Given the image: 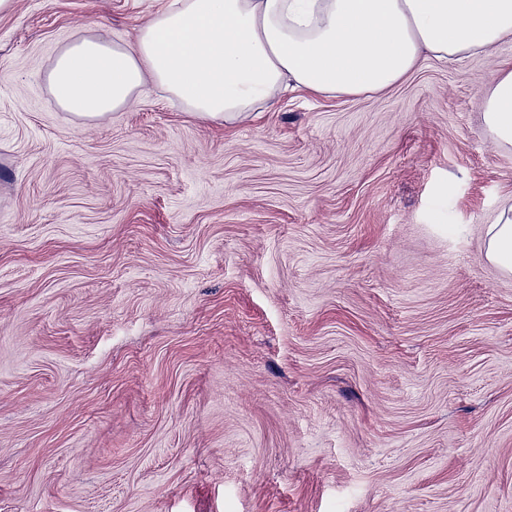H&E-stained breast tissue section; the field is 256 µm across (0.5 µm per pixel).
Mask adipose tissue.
<instances>
[{
  "mask_svg": "<svg viewBox=\"0 0 512 512\" xmlns=\"http://www.w3.org/2000/svg\"><path fill=\"white\" fill-rule=\"evenodd\" d=\"M512 39V0H165L130 43L90 31L46 74L60 109L96 123L151 87L206 123H235L281 91H383L421 61L461 59ZM484 123L512 146V70L494 74ZM485 254L512 275V206L486 233Z\"/></svg>",
  "mask_w": 512,
  "mask_h": 512,
  "instance_id": "ef3b65f1",
  "label": "adipose tissue"
}]
</instances>
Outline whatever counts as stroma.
<instances>
[{
    "label": "stroma",
    "instance_id": "35a3bbf8",
    "mask_svg": "<svg viewBox=\"0 0 512 512\" xmlns=\"http://www.w3.org/2000/svg\"><path fill=\"white\" fill-rule=\"evenodd\" d=\"M160 5L0 14V512H512V40L225 127L61 111L58 49ZM483 119L496 146H512V70L494 74ZM486 236V258L503 274L512 275V205L488 226Z\"/></svg>",
    "mask_w": 512,
    "mask_h": 512
}]
</instances>
